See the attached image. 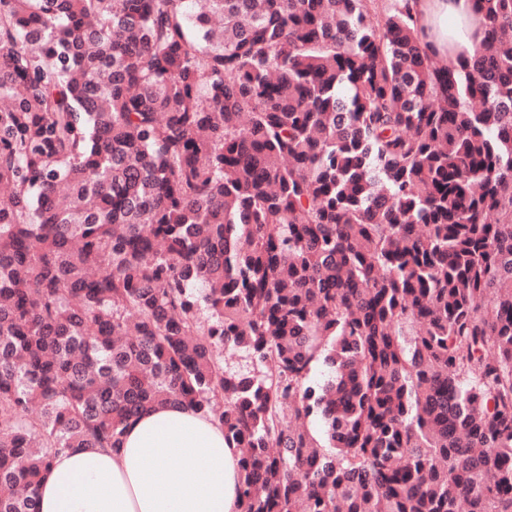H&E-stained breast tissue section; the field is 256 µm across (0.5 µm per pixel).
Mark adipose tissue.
Wrapping results in <instances>:
<instances>
[{
	"label": "adipose tissue",
	"mask_w": 512,
	"mask_h": 512,
	"mask_svg": "<svg viewBox=\"0 0 512 512\" xmlns=\"http://www.w3.org/2000/svg\"><path fill=\"white\" fill-rule=\"evenodd\" d=\"M429 51L456 67L482 34L477 0H404ZM238 452L224 428L165 406L129 421L119 449L73 448L52 460L40 512H237ZM177 461L170 470L169 461Z\"/></svg>",
	"instance_id": "ef3b65f1"
}]
</instances>
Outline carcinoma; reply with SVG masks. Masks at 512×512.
Here are the masks:
<instances>
[{
  "instance_id": "cac0c4a2",
  "label": "carcinoma",
  "mask_w": 512,
  "mask_h": 512,
  "mask_svg": "<svg viewBox=\"0 0 512 512\" xmlns=\"http://www.w3.org/2000/svg\"><path fill=\"white\" fill-rule=\"evenodd\" d=\"M369 2L0 0V512L166 404L238 512H512V0ZM429 51L456 67L472 57L482 34L477 0H404Z\"/></svg>"
}]
</instances>
